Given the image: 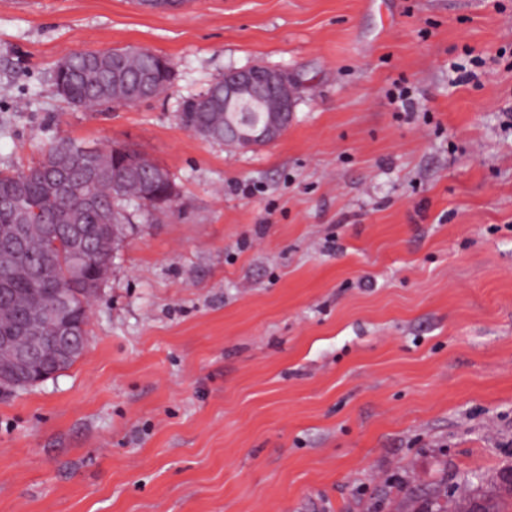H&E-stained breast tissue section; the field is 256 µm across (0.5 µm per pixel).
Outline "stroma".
Listing matches in <instances>:
<instances>
[{"instance_id":"stroma-1","label":"stroma","mask_w":512,"mask_h":512,"mask_svg":"<svg viewBox=\"0 0 512 512\" xmlns=\"http://www.w3.org/2000/svg\"><path fill=\"white\" fill-rule=\"evenodd\" d=\"M121 47L162 96L57 95ZM253 64L298 83L278 141L183 128ZM59 134L179 196L124 225L84 355L0 392V512H431L512 464V0H0V169ZM96 58L93 54L75 52L64 57L65 65L56 64L53 71V84L57 93L75 109L96 110L113 104L114 76L120 74L125 86L124 93L136 103L142 90L151 93L153 98L164 93L176 78L171 62L148 49L123 48L106 51ZM104 58L103 62L97 61Z\"/></svg>"}]
</instances>
